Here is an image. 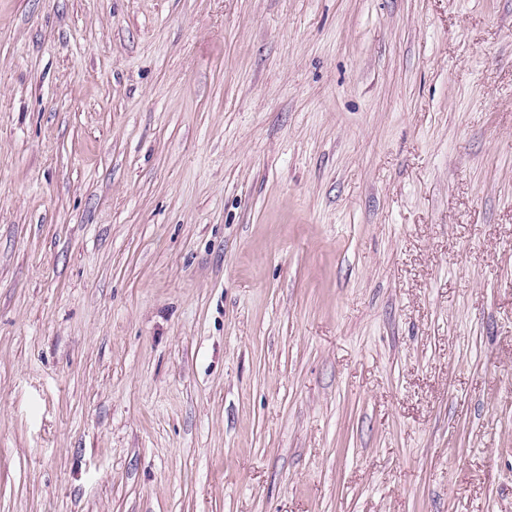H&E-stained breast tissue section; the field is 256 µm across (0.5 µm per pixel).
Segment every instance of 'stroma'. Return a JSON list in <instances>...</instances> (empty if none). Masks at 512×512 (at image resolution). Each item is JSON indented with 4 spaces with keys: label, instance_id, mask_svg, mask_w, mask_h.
Segmentation results:
<instances>
[{
    "label": "stroma",
    "instance_id": "35a3bbf8",
    "mask_svg": "<svg viewBox=\"0 0 512 512\" xmlns=\"http://www.w3.org/2000/svg\"><path fill=\"white\" fill-rule=\"evenodd\" d=\"M0 512H512V0H0Z\"/></svg>",
    "mask_w": 512,
    "mask_h": 512
}]
</instances>
